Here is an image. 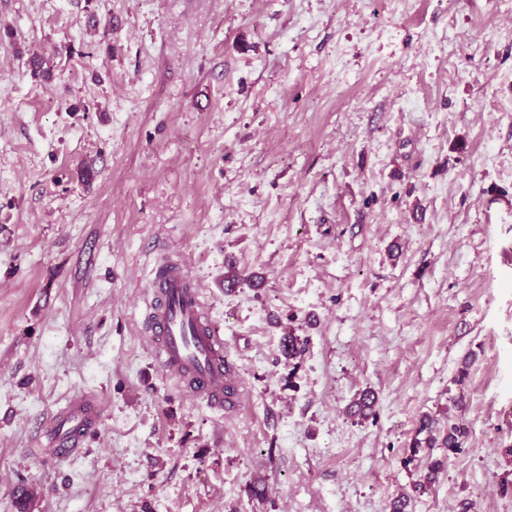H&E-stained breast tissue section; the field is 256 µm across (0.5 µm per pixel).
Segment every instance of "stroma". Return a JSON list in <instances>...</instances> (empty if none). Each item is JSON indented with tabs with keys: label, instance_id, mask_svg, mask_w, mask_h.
Here are the masks:
<instances>
[{
	"label": "stroma",
	"instance_id": "35a3bbf8",
	"mask_svg": "<svg viewBox=\"0 0 512 512\" xmlns=\"http://www.w3.org/2000/svg\"><path fill=\"white\" fill-rule=\"evenodd\" d=\"M0 60V512L20 487L28 512H512L496 0H0ZM166 259L234 408L153 358ZM85 394L99 421L51 460L34 431ZM426 414L466 422L459 451L414 447Z\"/></svg>",
	"mask_w": 512,
	"mask_h": 512
}]
</instances>
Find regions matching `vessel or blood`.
I'll return each mask as SVG.
<instances>
[{
  "mask_svg": "<svg viewBox=\"0 0 512 512\" xmlns=\"http://www.w3.org/2000/svg\"><path fill=\"white\" fill-rule=\"evenodd\" d=\"M152 298L147 331L155 360L169 376L184 383L197 398L215 407L233 404L238 383L224 349V338L208 318L199 285L182 264H159L150 281ZM101 410L96 398L86 395L70 403L51 431L53 451L69 456L82 428Z\"/></svg>",
  "mask_w": 512,
  "mask_h": 512,
  "instance_id": "b4317fda",
  "label": "vessel or blood"
}]
</instances>
